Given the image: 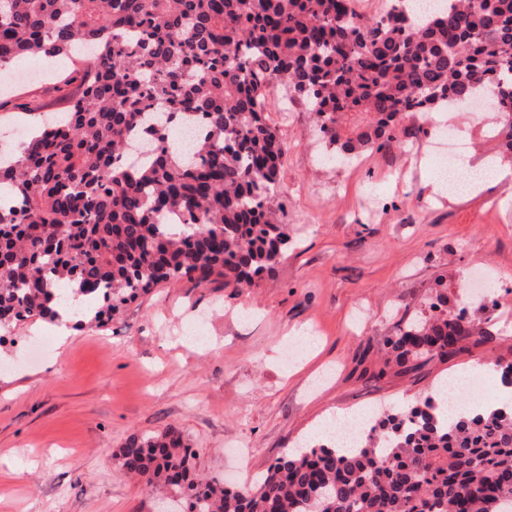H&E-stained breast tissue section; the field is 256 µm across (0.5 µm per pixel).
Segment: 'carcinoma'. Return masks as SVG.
Listing matches in <instances>:
<instances>
[{"mask_svg": "<svg viewBox=\"0 0 512 512\" xmlns=\"http://www.w3.org/2000/svg\"><path fill=\"white\" fill-rule=\"evenodd\" d=\"M389 0H0V73L21 57L71 56L70 110L39 114L0 163V332L54 321L71 295L102 323L161 282L216 275L255 285L288 249L275 202L286 150L265 112L280 83L314 116L333 160L397 141L398 124L492 91L512 158V0H447L425 20ZM368 116L352 132L348 114ZM408 320L384 344L403 372L500 333L448 311ZM495 373L512 388V358ZM431 395L374 424L346 452L308 444L253 485L199 476L182 433L132 436L119 472L172 489L187 512H512V405L439 419Z\"/></svg>", "mask_w": 512, "mask_h": 512, "instance_id": "1", "label": "carcinoma"}]
</instances>
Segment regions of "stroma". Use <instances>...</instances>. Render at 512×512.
I'll list each match as a JSON object with an SVG mask.
<instances>
[{
    "label": "stroma",
    "mask_w": 512,
    "mask_h": 512,
    "mask_svg": "<svg viewBox=\"0 0 512 512\" xmlns=\"http://www.w3.org/2000/svg\"><path fill=\"white\" fill-rule=\"evenodd\" d=\"M72 68L28 57L0 74V88L22 89L10 111L63 110L55 75ZM269 101L288 146L283 258L252 288L159 283L106 326L72 328L45 357L35 342L52 341L46 321L13 328L0 344V512H157V494L118 472L113 456L131 436L168 427L182 432L198 473L242 488L326 415L400 410L448 376L512 358V300L492 314L494 347L413 373L387 364L383 347L402 320L428 315L437 290L457 309L467 269L512 279V173L432 201L433 167L418 147L437 122L407 118L399 143L328 164L302 103L282 112L280 85ZM445 127L470 145L467 162L499 158L487 125L462 115ZM296 330L318 346L294 362Z\"/></svg>",
    "instance_id": "35a3bbf8"
}]
</instances>
